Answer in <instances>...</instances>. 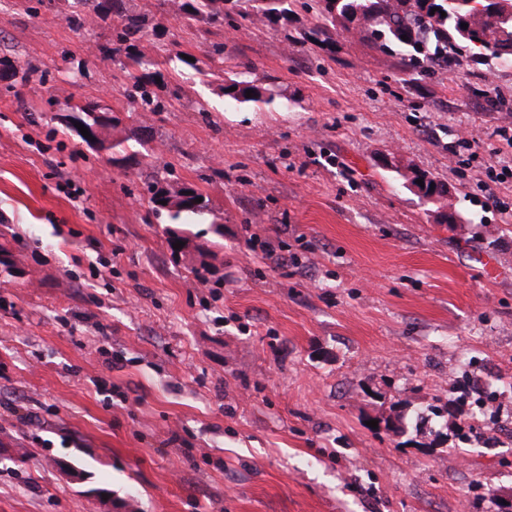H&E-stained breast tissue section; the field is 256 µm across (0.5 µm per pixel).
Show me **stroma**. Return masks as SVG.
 Segmentation results:
<instances>
[{"mask_svg": "<svg viewBox=\"0 0 512 512\" xmlns=\"http://www.w3.org/2000/svg\"><path fill=\"white\" fill-rule=\"evenodd\" d=\"M156 114L75 30L72 0H0V512H499L512 496V66L400 52L287 21L186 25L135 0ZM224 44V59L206 45ZM248 79L272 104L230 101ZM93 99L109 163L58 122ZM207 111H199V102ZM478 148H469L467 139ZM446 183L458 223L383 165ZM194 185L223 236L202 282L173 258L146 183ZM505 210H498L497 202ZM273 254L250 248V236Z\"/></svg>", "mask_w": 512, "mask_h": 512, "instance_id": "stroma-1", "label": "stroma"}]
</instances>
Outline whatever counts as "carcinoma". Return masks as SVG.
<instances>
[{
	"instance_id": "obj_1",
	"label": "carcinoma",
	"mask_w": 512,
	"mask_h": 512,
	"mask_svg": "<svg viewBox=\"0 0 512 512\" xmlns=\"http://www.w3.org/2000/svg\"><path fill=\"white\" fill-rule=\"evenodd\" d=\"M481 0H314L318 24L303 36L322 44L334 42L337 25L343 32L366 39L380 49L393 44L403 51L404 66L412 72L423 73L435 62H448L463 49L475 50L473 56L487 57L512 65V0H498L496 10L485 16L479 14L470 2ZM232 3L235 15L243 20L254 18L277 23L288 19V0H182L179 10L188 21L203 20L216 26L224 25L228 14L224 4ZM74 10L68 17L74 28L83 27L88 19L105 21L115 18L106 38L96 44L100 57L110 60L127 72L132 96L144 112H162L166 102L153 90L154 72L158 66L147 57L141 41L147 36L146 18L130 0H73ZM446 16H441V12ZM468 27L463 29L461 24ZM409 37L404 41L401 36ZM480 44H475V41ZM235 90L227 96L236 102L274 100L270 89L250 81L233 83ZM252 91L246 97V91ZM75 115H58L66 126L79 122L90 131L120 122V118L98 101L88 100L70 106ZM151 211L168 213L170 225L166 228L167 242L172 245L183 240L187 226L203 224L213 213L209 197L188 186L170 190L155 179L148 183ZM185 200H180L181 194ZM202 202H196L197 198ZM9 225L0 229V266L9 272L12 264L3 261L11 257L12 244L7 239Z\"/></svg>"
}]
</instances>
